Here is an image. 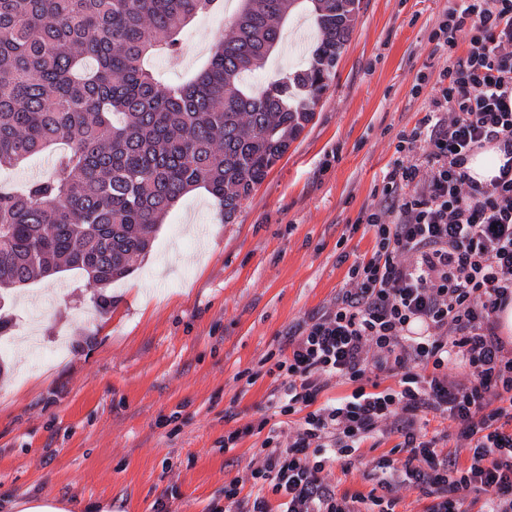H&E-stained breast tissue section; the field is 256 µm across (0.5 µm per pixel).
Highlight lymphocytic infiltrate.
I'll list each match as a JSON object with an SVG mask.
<instances>
[{"instance_id":"obj_1","label":"lymphocytic infiltrate","mask_w":512,"mask_h":512,"mask_svg":"<svg viewBox=\"0 0 512 512\" xmlns=\"http://www.w3.org/2000/svg\"><path fill=\"white\" fill-rule=\"evenodd\" d=\"M428 42L447 65L417 72L412 94L427 95L426 112L399 134L357 218L373 253L352 262L332 306L284 335L271 401L304 418L288 437L269 430L253 497L225 483L239 512H270L271 493L280 512H395L403 489L429 496L426 512H512V354L496 323L512 302V0H456ZM487 145L504 162L483 186L464 164ZM382 374L397 387L368 391ZM333 380L353 384L351 395L319 403ZM427 414L454 424L459 446L427 437ZM380 433L399 437L406 459H376L381 494H338L328 463L350 469Z\"/></svg>"}]
</instances>
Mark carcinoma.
<instances>
[{
    "mask_svg": "<svg viewBox=\"0 0 512 512\" xmlns=\"http://www.w3.org/2000/svg\"><path fill=\"white\" fill-rule=\"evenodd\" d=\"M219 0H0V168L65 145L50 176L0 188V299L80 270L105 294L172 206L203 188L229 224L314 117L361 0H306L320 32L307 67L243 83L300 0H243L235 39L177 86L144 61Z\"/></svg>",
    "mask_w": 512,
    "mask_h": 512,
    "instance_id": "cac0c4a2",
    "label": "carcinoma"
}]
</instances>
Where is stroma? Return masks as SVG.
Wrapping results in <instances>:
<instances>
[{"label": "stroma", "mask_w": 512, "mask_h": 512, "mask_svg": "<svg viewBox=\"0 0 512 512\" xmlns=\"http://www.w3.org/2000/svg\"><path fill=\"white\" fill-rule=\"evenodd\" d=\"M453 0H361L336 74L312 121L224 223L202 189L167 213L150 252L109 290L99 312L72 270L18 288L0 306L12 328L0 355V512L21 497L91 501L123 512H236L224 484L250 473L266 434L295 430L300 415L269 407L272 361L289 325L332 304L350 257L370 254L371 232L351 231L393 160L397 136L422 117L417 72L438 73L428 37ZM239 4L222 0L194 18L179 51L151 62L163 84L196 75L231 40ZM319 34L295 10L263 67L262 86L308 62ZM233 410L234 420L224 418ZM251 426L224 451L225 432ZM378 436L350 470L333 463L338 493L369 494L371 462L397 444Z\"/></svg>", "instance_id": "obj_1"}]
</instances>
